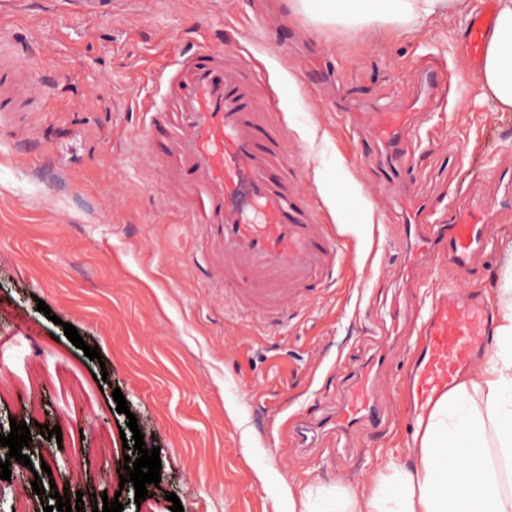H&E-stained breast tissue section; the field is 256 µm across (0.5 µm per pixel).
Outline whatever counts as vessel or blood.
I'll list each match as a JSON object with an SVG mask.
<instances>
[{
	"mask_svg": "<svg viewBox=\"0 0 512 512\" xmlns=\"http://www.w3.org/2000/svg\"><path fill=\"white\" fill-rule=\"evenodd\" d=\"M489 23L482 9L470 21V60L480 58ZM159 87L161 101L145 108L148 122L138 148L157 173L176 183L171 202L203 228L212 278L223 281L234 306L252 316L310 299L343 260V249L311 197L288 175L287 136L271 121L277 102L266 81L250 60L198 40L180 50ZM441 89V72L430 67L403 106L368 113L375 142L398 160L404 175L413 171L408 142L419 117L437 109ZM496 175L505 187L501 208L511 209L512 167L498 165ZM406 206L416 258L403 271L409 280L417 263L441 256L470 270L490 246V226L501 209L454 201L434 208L411 199ZM494 321L476 289L431 301L414 329L417 340L402 381L411 418L426 417L459 374L485 357ZM386 356L379 350L354 371L333 420L340 432L383 425L379 376Z\"/></svg>",
	"mask_w": 512,
	"mask_h": 512,
	"instance_id": "1",
	"label": "vessel or blood"
}]
</instances>
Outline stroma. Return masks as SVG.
Wrapping results in <instances>:
<instances>
[{"label":"stroma","instance_id":"1","mask_svg":"<svg viewBox=\"0 0 512 512\" xmlns=\"http://www.w3.org/2000/svg\"><path fill=\"white\" fill-rule=\"evenodd\" d=\"M469 20L347 33L289 16L286 0H0V378L22 380L37 365L59 381L35 421L24 392L0 400V434L25 421L33 467L49 448L61 462L40 470L31 512L54 505L53 487L89 510L106 494L134 497L118 474L128 414L116 410V389L160 450L161 481L141 512H171L170 492L184 512H271L279 474L331 493L385 482L387 456L408 439L401 348L382 379V428L344 439L325 420L350 368L376 349L394 297L425 304L447 285L499 306L512 286V214L498 218L473 271L423 265L407 287L405 215L399 202L377 201L382 157L368 133L348 128L384 94L412 88L423 66H439L447 95L420 131L410 189L434 205L500 199L494 166L512 161V112L473 78ZM190 38L251 59L277 96L272 120L288 129L294 179L321 213L315 176L336 193L346 261L307 302L259 317L235 310L199 269L203 233L164 206L170 187L138 150L142 106ZM67 323L100 360L68 340ZM72 382L89 407L79 417ZM70 417L61 441L41 435ZM77 450L90 465L76 483ZM260 468L267 484L255 481Z\"/></svg>","mask_w":512,"mask_h":512}]
</instances>
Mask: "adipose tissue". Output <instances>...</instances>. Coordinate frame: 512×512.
Returning <instances> with one entry per match:
<instances>
[{
  "label": "adipose tissue",
  "mask_w": 512,
  "mask_h": 512,
  "mask_svg": "<svg viewBox=\"0 0 512 512\" xmlns=\"http://www.w3.org/2000/svg\"><path fill=\"white\" fill-rule=\"evenodd\" d=\"M469 0H288L291 15L360 31L380 23L413 32L460 14ZM485 97L512 112V0H497L495 24L477 76ZM387 489L336 490L335 512H512V303L498 311L491 356L445 394L406 459L388 462ZM320 491L280 478L273 512H321Z\"/></svg>",
  "instance_id": "obj_1"
}]
</instances>
